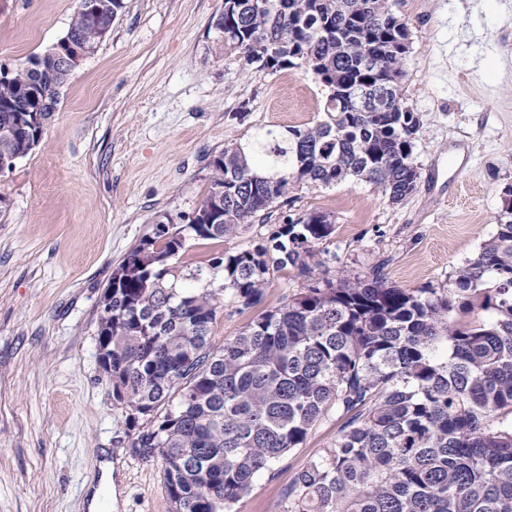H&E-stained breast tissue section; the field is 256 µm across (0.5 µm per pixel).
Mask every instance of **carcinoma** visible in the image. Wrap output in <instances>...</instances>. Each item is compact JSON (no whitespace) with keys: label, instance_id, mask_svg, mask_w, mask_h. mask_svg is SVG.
Instances as JSON below:
<instances>
[{"label":"carcinoma","instance_id":"obj_1","mask_svg":"<svg viewBox=\"0 0 512 512\" xmlns=\"http://www.w3.org/2000/svg\"><path fill=\"white\" fill-rule=\"evenodd\" d=\"M86 2L61 44L97 49L125 8ZM214 25L249 65L312 73L325 117L224 144L196 208L157 215L112 271L99 364L130 455L162 461L170 512H231L334 409L333 446L294 473L280 512H512V201L446 288L391 286L377 268L313 277L334 232L321 212L286 217L269 247L180 260L192 241L265 223L294 187L357 179L394 203L416 192L405 21L388 0H224ZM71 71L56 48L0 80V173L39 143ZM290 266L306 285L215 346L219 309L260 303Z\"/></svg>","mask_w":512,"mask_h":512}]
</instances>
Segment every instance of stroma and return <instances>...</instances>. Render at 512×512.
<instances>
[{"label": "stroma", "instance_id": "1", "mask_svg": "<svg viewBox=\"0 0 512 512\" xmlns=\"http://www.w3.org/2000/svg\"><path fill=\"white\" fill-rule=\"evenodd\" d=\"M109 36L76 67L41 141L0 173V512H89V479L112 459V512H169L161 462L131 457L124 415L98 359L99 302L156 215L191 212L208 156L261 129L323 117L312 74L257 69L224 49V0H125ZM406 22L404 100L420 118L417 191L394 204L363 181L297 188L271 223L198 241L187 259L267 241L282 216L323 212L316 249L336 275L442 287L495 231L512 190V0H389ZM78 0H0V66L47 52ZM304 281L274 273L260 307H225L215 345ZM335 418L261 475L232 512H278Z\"/></svg>", "mask_w": 512, "mask_h": 512}]
</instances>
